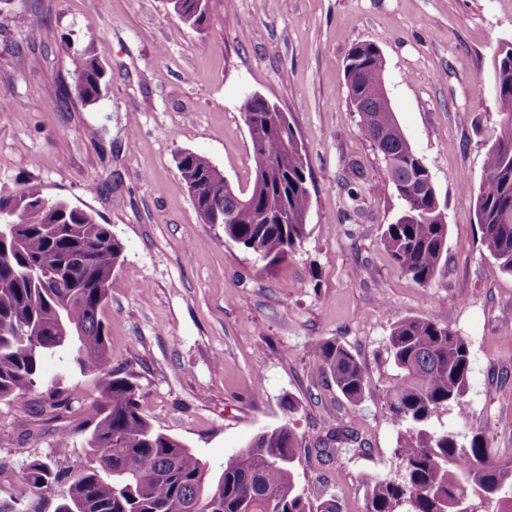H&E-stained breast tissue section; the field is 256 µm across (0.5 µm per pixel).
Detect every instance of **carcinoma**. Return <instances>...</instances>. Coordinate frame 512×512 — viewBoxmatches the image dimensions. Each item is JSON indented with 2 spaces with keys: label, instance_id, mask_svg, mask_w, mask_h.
<instances>
[{
  "label": "carcinoma",
  "instance_id": "obj_1",
  "mask_svg": "<svg viewBox=\"0 0 512 512\" xmlns=\"http://www.w3.org/2000/svg\"><path fill=\"white\" fill-rule=\"evenodd\" d=\"M174 13L190 28L208 24L206 0H176ZM77 91L100 98L105 70L96 50L84 52ZM384 60L374 43L355 45L345 68L349 98L364 136L385 167L382 192L402 208L382 242L417 284L429 285L448 260V224L432 174L412 147L396 114L382 105ZM498 110L512 118V43L492 61ZM255 163L246 193L224 183L223 172L199 153L181 152L176 166L198 214L218 211L231 221L224 238L273 265L307 236L311 204L306 154L282 113L264 102L242 105ZM476 191L481 243L512 274V121L489 149ZM37 189L19 199L0 194V400L27 401L39 393L40 412L57 417L68 394L43 383L46 357L68 355L80 373L97 379L92 419L61 433L53 456L34 457L16 471L0 458V512H343L334 496L313 498L295 481L301 442L293 426L299 406L283 401L287 418L258 433L224 462L214 480L209 465L185 442L156 430L141 409L130 373L112 368L100 312L123 246L112 225L62 199L48 205ZM267 221L255 223L253 215ZM386 353L394 374L386 405L397 428L396 470L367 482L365 512H512V460L497 457L478 430H437L432 420L468 415L471 359L466 339L436 317H405L390 328ZM318 371L357 407L365 372L342 342L314 346ZM83 447L72 457L71 443ZM328 440L355 443L357 432L336 429Z\"/></svg>",
  "mask_w": 512,
  "mask_h": 512
}]
</instances>
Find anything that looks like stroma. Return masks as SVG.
Wrapping results in <instances>:
<instances>
[{
	"label": "stroma",
	"instance_id": "obj_1",
	"mask_svg": "<svg viewBox=\"0 0 512 512\" xmlns=\"http://www.w3.org/2000/svg\"><path fill=\"white\" fill-rule=\"evenodd\" d=\"M189 29L167 0H9L0 6V193L39 188L111 225L123 245L102 311L112 364L135 376L142 411L220 471L257 433L300 405L297 480L364 512L370 477L393 472L396 429L385 390V342L408 316H439L471 352L466 421L512 459V274L481 244L474 200L485 155L507 118L497 111L492 58L512 42V0H207ZM52 30L28 43L26 22ZM380 46L397 119L429 167L448 224V265L429 286L404 276L381 237L400 202L346 88L350 49ZM106 71L102 97L75 94L83 51ZM70 87L61 106L60 86ZM256 94L294 125L312 173L308 235L272 267L202 223L174 161L208 156L237 191L254 179L242 103ZM345 343L368 380L357 407L317 373L312 348ZM45 379L72 403L47 421L33 404L0 401V457L22 468L90 419L94 377L52 357ZM351 424L357 445L318 456ZM33 428L37 437H25Z\"/></svg>",
	"mask_w": 512,
	"mask_h": 512
}]
</instances>
